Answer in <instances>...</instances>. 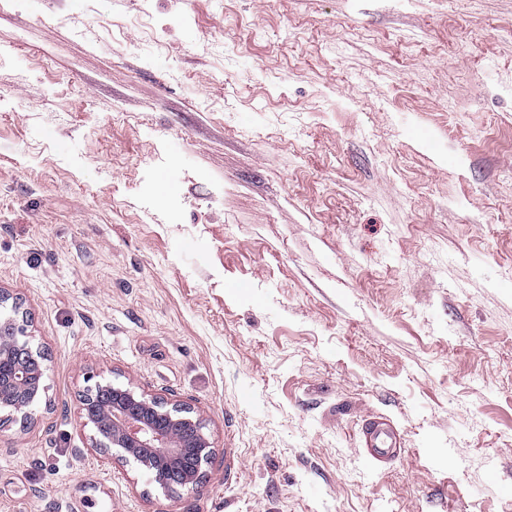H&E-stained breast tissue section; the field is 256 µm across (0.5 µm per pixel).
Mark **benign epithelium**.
<instances>
[{
    "mask_svg": "<svg viewBox=\"0 0 512 512\" xmlns=\"http://www.w3.org/2000/svg\"><path fill=\"white\" fill-rule=\"evenodd\" d=\"M45 352L31 342L29 316L20 300L0 289L1 423L35 418L45 394ZM81 414L94 429L90 448L103 454L118 451L148 471L167 492L193 490L205 477L213 448L200 419L185 405L110 381L98 382L81 396Z\"/></svg>",
    "mask_w": 512,
    "mask_h": 512,
    "instance_id": "obj_1",
    "label": "benign epithelium"
}]
</instances>
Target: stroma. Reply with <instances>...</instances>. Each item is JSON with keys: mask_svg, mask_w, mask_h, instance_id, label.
<instances>
[{"mask_svg": "<svg viewBox=\"0 0 512 512\" xmlns=\"http://www.w3.org/2000/svg\"><path fill=\"white\" fill-rule=\"evenodd\" d=\"M1 288L0 512H512V0H0ZM103 379L197 490L90 449ZM29 316L23 304L0 289V411L9 414L0 422L27 424L45 394V352L31 342ZM81 414L94 434L90 448L103 454L114 450L153 472L167 492L194 490L203 481L213 448L199 418L185 405L169 409L161 398L149 397L111 381L97 382L81 396ZM193 450L195 463L183 465ZM365 445L376 460L389 457L397 448L395 427L389 421H372L362 428Z\"/></svg>", "mask_w": 512, "mask_h": 512, "instance_id": "1", "label": "stroma"}]
</instances>
